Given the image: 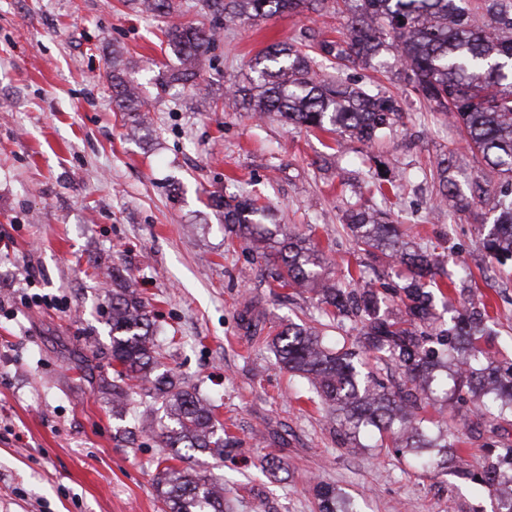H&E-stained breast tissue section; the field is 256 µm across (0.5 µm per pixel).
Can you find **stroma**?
Segmentation results:
<instances>
[{
    "label": "stroma",
    "mask_w": 512,
    "mask_h": 512,
    "mask_svg": "<svg viewBox=\"0 0 512 512\" xmlns=\"http://www.w3.org/2000/svg\"><path fill=\"white\" fill-rule=\"evenodd\" d=\"M343 25L305 12L218 29L198 66L211 91L203 107L190 89L159 85L178 60L164 20L133 0H0V512H163L154 477L166 451L144 430L149 403L135 396L112 410L109 312L125 277L149 304L163 368L197 388L242 442L224 459L190 462L224 478L234 512H318L319 482L360 512H494L488 491L453 471L482 469L489 451L512 444V424L472 434L471 410H447L463 442L453 470L436 474L388 454L378 431L360 447L343 443L266 343L272 325L315 323V296L279 288L229 245L209 201L257 196L276 223L314 232L324 275L359 263L366 277L401 283L405 266H374L343 221L360 202L389 211L404 241L439 254L455 306L486 304L489 344L497 360L512 359V277L477 245L499 177L400 78L394 50L381 73L319 66L397 101L401 122L374 146L340 147L331 133L225 107L268 46L330 39ZM116 55L148 103L138 130L112 101ZM444 157L459 195L443 206ZM381 168L396 188H379ZM474 178L486 196L471 195ZM37 294L62 305L33 303Z\"/></svg>",
    "instance_id": "1"
}]
</instances>
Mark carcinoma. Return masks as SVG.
<instances>
[{"mask_svg": "<svg viewBox=\"0 0 512 512\" xmlns=\"http://www.w3.org/2000/svg\"><path fill=\"white\" fill-rule=\"evenodd\" d=\"M145 10L168 16L173 0H136ZM219 22L263 20L286 13L333 11L346 16L334 39L305 44L277 43L255 58L250 85L235 88L228 104L249 101L260 115H277L307 129L330 130L371 144L400 118L390 96L372 94L342 80L324 79L314 69L317 58L348 68L378 59L395 44L400 72L431 111L449 116L464 133L469 148L482 155L500 177L493 202V224L478 237L490 260L512 259V0H203ZM215 29L203 23L173 24L168 48L180 67L162 74L165 85L199 88L200 59L214 45ZM112 99L133 116L147 108L124 72L112 64ZM444 191L457 196L445 161L437 164ZM224 209V229L272 269L282 288H308L317 295L319 315L338 325L348 320L355 335L331 345L315 326L289 323L269 342L279 367L304 378L326 408L334 433L352 442L369 427L391 436L397 455H408L428 470L448 468L456 452L448 421L421 417L431 407L444 412L451 402L469 400L478 423L512 413V364L494 360L477 341L489 328L485 306L470 304L448 319L436 312L433 253L410 251L390 215L352 209L346 226L364 250L377 249L391 264H404L410 275L399 285L374 286L347 274L323 279L324 252L296 228L266 225L267 210L242 195L212 196ZM159 352L153 340L150 310L132 285L112 292V362L120 366L112 384V406L120 407L135 391L161 402L167 423L159 437L166 448L224 458L241 447L223 431L213 409L196 392L156 372ZM456 398L448 396V380ZM460 476L488 490L496 512H512V445L492 453L479 472ZM169 512H231V489L216 478L188 469L163 467L155 481ZM319 512H358L354 501L333 486L315 485Z\"/></svg>", "mask_w": 512, "mask_h": 512, "instance_id": "1", "label": "carcinoma"}]
</instances>
